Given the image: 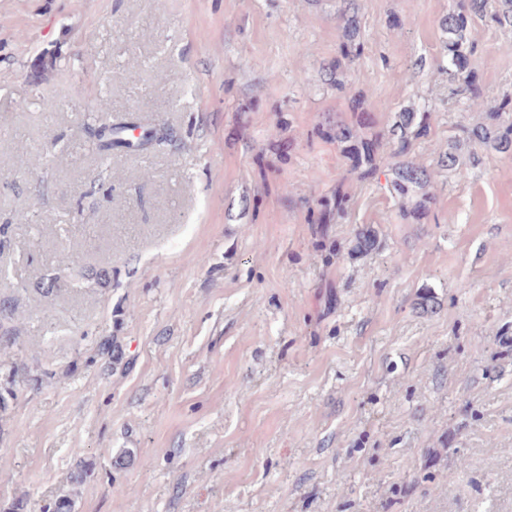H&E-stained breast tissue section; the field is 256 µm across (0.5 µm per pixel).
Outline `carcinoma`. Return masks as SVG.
Listing matches in <instances>:
<instances>
[{
    "label": "carcinoma",
    "instance_id": "obj_1",
    "mask_svg": "<svg viewBox=\"0 0 512 512\" xmlns=\"http://www.w3.org/2000/svg\"><path fill=\"white\" fill-rule=\"evenodd\" d=\"M477 19L499 27H512V0H456L455 8L440 20L444 37L443 59L448 66V76L457 84L456 92L465 96L473 107L480 105L483 99V88L471 68L473 44L468 38L469 29ZM339 22L342 34L336 59L331 63V76L356 64L365 50L355 7L350 6L341 12ZM349 110L355 116V123L349 124L340 118L330 120L321 129V134L342 144L352 168L361 179L369 180L377 174V159L382 145L375 138L361 135V130L373 123L371 113L363 108L362 100L349 96ZM507 110L512 111V98L502 99L497 108L489 112L485 123L466 130V137L449 139L448 152L439 158V166L456 168L463 147L473 144L489 145L501 154L512 155V123L500 122L502 113ZM428 120L429 111L411 107L398 113L388 131L386 164L392 177L387 181V190L399 203V217L403 220L420 218L430 202V196L425 192L430 176L411 156L414 142L427 133ZM93 135L104 153L115 148L134 149L161 142L158 132L152 130L133 140L123 123L102 122L94 128ZM347 202L344 187L336 185L335 189L316 200V209L310 210L311 223L327 224L333 217H341Z\"/></svg>",
    "mask_w": 512,
    "mask_h": 512
}]
</instances>
